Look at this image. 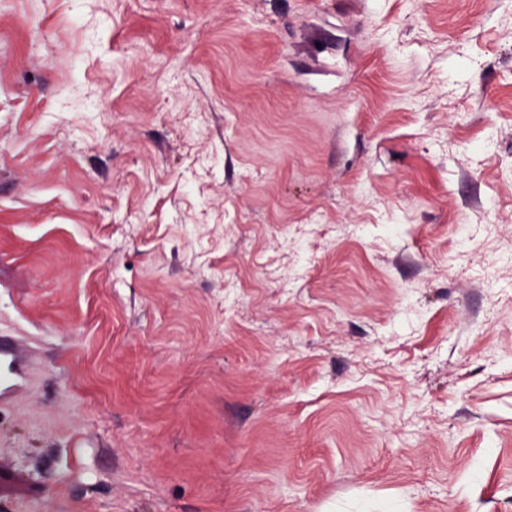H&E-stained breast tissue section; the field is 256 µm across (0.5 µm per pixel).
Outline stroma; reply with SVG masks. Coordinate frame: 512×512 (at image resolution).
Wrapping results in <instances>:
<instances>
[{
	"label": "stroma",
	"instance_id": "stroma-1",
	"mask_svg": "<svg viewBox=\"0 0 512 512\" xmlns=\"http://www.w3.org/2000/svg\"><path fill=\"white\" fill-rule=\"evenodd\" d=\"M0 512H512V0H0ZM20 343L15 336H0V361L5 370L1 373L0 395L10 394L21 382L24 360Z\"/></svg>",
	"mask_w": 512,
	"mask_h": 512
}]
</instances>
